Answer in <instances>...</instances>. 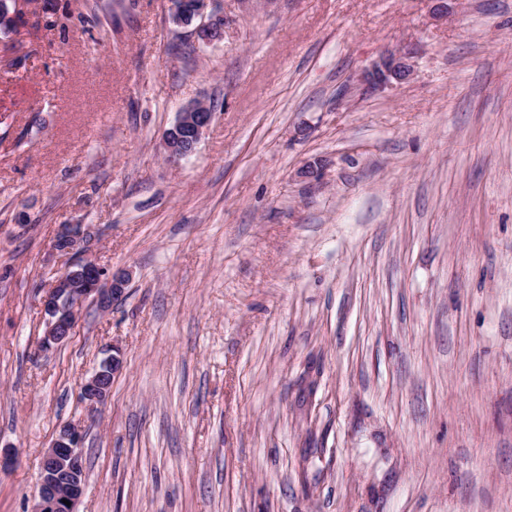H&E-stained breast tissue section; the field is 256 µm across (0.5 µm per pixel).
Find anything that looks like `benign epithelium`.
Returning <instances> with one entry per match:
<instances>
[{
  "label": "benign epithelium",
  "mask_w": 512,
  "mask_h": 512,
  "mask_svg": "<svg viewBox=\"0 0 512 512\" xmlns=\"http://www.w3.org/2000/svg\"><path fill=\"white\" fill-rule=\"evenodd\" d=\"M204 18L208 22L197 27L200 36L209 41L221 39L224 18L216 14V0H198L190 13L172 5L168 15L169 22L180 28ZM411 74L410 64L400 57L389 55L366 72L362 81L368 87L376 88L393 80L406 81ZM212 118L210 107L202 102L182 109L163 138L167 159L177 162L190 155L201 141ZM83 237L82 225L63 224L53 240L54 250L61 255L71 256L72 261L52 281L41 299L45 330L40 339V347L44 349L58 346L71 336L77 310L85 300L92 299L102 310L107 311L123 296L128 274L109 277L107 270L96 260L81 256L78 248ZM116 351V347H111L110 354L81 386L80 399L92 411L104 403L112 388V377L121 369ZM82 447L83 432L77 425L69 423L60 428L41 456L38 493L33 512H78L77 506L86 486Z\"/></svg>",
  "instance_id": "obj_1"
}]
</instances>
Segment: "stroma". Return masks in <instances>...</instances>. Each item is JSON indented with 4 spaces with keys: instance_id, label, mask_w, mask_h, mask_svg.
Listing matches in <instances>:
<instances>
[{
    "instance_id": "stroma-1",
    "label": "stroma",
    "mask_w": 512,
    "mask_h": 512,
    "mask_svg": "<svg viewBox=\"0 0 512 512\" xmlns=\"http://www.w3.org/2000/svg\"><path fill=\"white\" fill-rule=\"evenodd\" d=\"M37 5L0 34V512L68 423L78 512H512V0H219L211 43L169 0ZM63 224L129 279L43 352ZM412 69L410 64L394 55L384 57L370 71L362 76V81L369 88L381 87L392 80L403 82L410 78ZM212 118L210 107L202 102L182 109L163 138L167 159L177 162L190 155L201 141ZM117 350L112 345L110 349L112 353L102 360L98 368L81 386L80 399L92 411L104 403L112 388V377L121 369Z\"/></svg>"
}]
</instances>
